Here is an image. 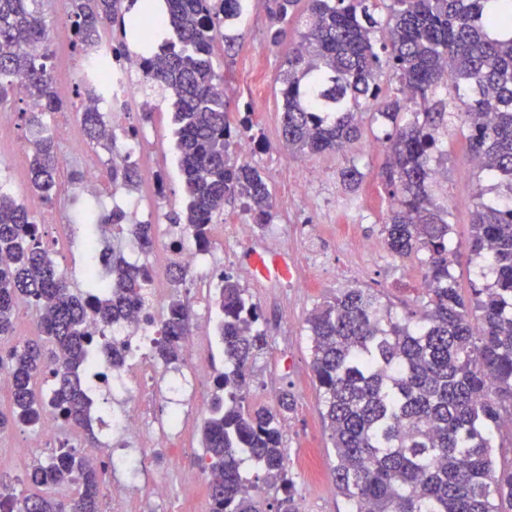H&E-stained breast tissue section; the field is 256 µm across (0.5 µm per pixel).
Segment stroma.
Here are the masks:
<instances>
[{
  "instance_id": "1",
  "label": "stroma",
  "mask_w": 512,
  "mask_h": 512,
  "mask_svg": "<svg viewBox=\"0 0 512 512\" xmlns=\"http://www.w3.org/2000/svg\"><path fill=\"white\" fill-rule=\"evenodd\" d=\"M44 13L49 27L51 56L49 68L54 79L77 80L78 55L73 50L63 5L58 0H46ZM266 0H253L243 18L230 31L235 39L233 55H225L223 42H216L212 60L224 73V95L231 111L250 110L252 133L256 144L246 160L263 172L273 194L272 219L269 231L289 244L296 260H303L306 249L293 232L297 217H306L320 226L323 239L333 244V265L319 273L311 287L273 289L260 285L250 294L265 317L269 346L253 363L249 402L253 406L277 407L283 395H290L293 406L283 414V444L288 467L294 481L296 502L306 505V512H347V504L336 491L335 456L329 431L322 418L320 393L311 370V342L305 320L311 311L330 300L345 288L373 290L383 305L398 317L421 311L425 303L421 281L423 269L417 259L400 261L388 252L372 258L357 257L343 235V220L355 222L357 236L380 240L382 219L389 203L386 191L376 173L385 159L383 151H369L368 145L381 133L378 121L365 117L360 142L348 152L309 158H293L281 146V86L275 77L280 70L287 45L270 48L266 45ZM263 69V81H256V69ZM155 107L151 122L145 124V148L134 161L141 182L135 197L141 198L142 213L160 211L162 214L181 211L186 205L175 148L174 125L171 113L159 97H145L135 92L131 103L130 125L140 124L143 101ZM50 124L58 135L59 152L68 153L71 170H81L85 154L92 153L99 163H106L109 153L100 146L88 144L78 117L69 112L51 116ZM28 136L24 120L16 122L14 140L0 143V176L11 182L10 191L21 202H29L34 194L28 183V157L25 140ZM468 153L461 135L448 141V154L433 158L436 166L448 169V178L436 183L434 191L448 209L452 226V247L455 257L453 274L462 294H469L474 271L478 264L468 246L470 223L477 180L467 165ZM359 164L364 178L355 192H346L340 182L341 169ZM163 176L167 183L165 198L156 200L150 195L149 179ZM295 179L312 180L311 193L297 198L290 194ZM100 201L111 207L113 200H125V193H113L108 181L100 183ZM80 183H65L52 210L54 224L44 230L43 240L50 250L56 267L66 274L75 288H83L88 264V251L80 217L92 204ZM152 389L159 412L180 407L190 414L187 429L180 435L176 466L179 473L193 472L203 462L197 426L202 417L196 408L211 402L214 385L198 384L192 365L184 361L159 368ZM316 454L318 470L309 476L301 463L308 454ZM178 473V475H179ZM177 476L170 479L167 501L160 502L146 494L143 486L129 484L127 494L132 512H175L183 497Z\"/></svg>"
}]
</instances>
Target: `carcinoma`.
I'll list each match as a JSON object with an SVG mask.
<instances>
[{
	"label": "carcinoma",
	"instance_id": "cac0c4a2",
	"mask_svg": "<svg viewBox=\"0 0 512 512\" xmlns=\"http://www.w3.org/2000/svg\"><path fill=\"white\" fill-rule=\"evenodd\" d=\"M42 0H0V108L24 102L31 135L30 183L52 206L58 198V150L46 114L74 111L87 140L101 142L105 113L82 111L53 83ZM68 20L80 56L98 55L109 41L126 51L127 24L143 53L145 91L161 97L178 125L177 150L186 206L169 218L194 232L208 249L224 203L239 199L253 223H269L273 199L266 177L239 160L236 143L252 128L249 113L231 118L229 102L214 92L224 80L212 62L218 38L244 13L242 0H165L162 37L146 34L149 5L138 0H68ZM489 0H269L267 42L280 45L288 24L302 26L288 47L282 85V140L293 158L335 154L362 137L365 114L391 123L381 144L379 172L389 199L381 227L396 259L422 256L426 305L403 319L367 288H345L306 319L311 368L322 416L335 451L336 490L348 512H512V465H496L497 436L512 418V0L500 10ZM387 17L380 20L379 8ZM110 39H104L106 28ZM511 33L503 39L500 34ZM386 70L393 91L380 96ZM77 98L112 101V86L89 70ZM461 128L478 160V189L470 249L480 260V285L464 297L451 273L454 252L448 212L435 202L429 163L443 156L444 139ZM112 188H136L138 168L110 151ZM364 174L340 171L348 191ZM87 242L112 226L140 248L155 241L154 225L128 224L126 213L88 208ZM111 279L88 275L76 294L58 273L43 234L27 207L0 192V340L13 336L26 304L38 315L41 338L12 345L0 357L12 379L13 410L0 413V432L38 428L48 412L65 427H86V368L96 355L123 367L121 350L93 341L88 323L108 325L150 298L148 266L130 264L121 250L103 252ZM188 272L176 267L156 359L181 362L191 313L179 298ZM214 305L224 373L216 380L209 416L199 429L207 467L222 474L210 484V512H265L263 494L281 489L279 512H298L294 480L283 448L281 413L248 403L249 365L269 345L261 313L247 289L222 277ZM57 361L46 373L48 359ZM49 375L51 388L36 392ZM106 466L74 448H60L24 474L26 494L4 512H99ZM75 485L68 499L42 488Z\"/></svg>",
	"mask_w": 512,
	"mask_h": 512
}]
</instances>
